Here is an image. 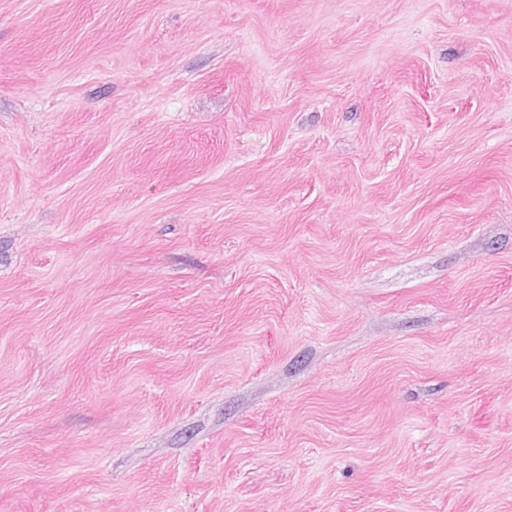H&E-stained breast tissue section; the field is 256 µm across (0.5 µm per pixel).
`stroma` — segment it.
Returning <instances> with one entry per match:
<instances>
[{
    "instance_id": "obj_1",
    "label": "stroma",
    "mask_w": 512,
    "mask_h": 512,
    "mask_svg": "<svg viewBox=\"0 0 512 512\" xmlns=\"http://www.w3.org/2000/svg\"><path fill=\"white\" fill-rule=\"evenodd\" d=\"M0 512H512V0H0Z\"/></svg>"
}]
</instances>
